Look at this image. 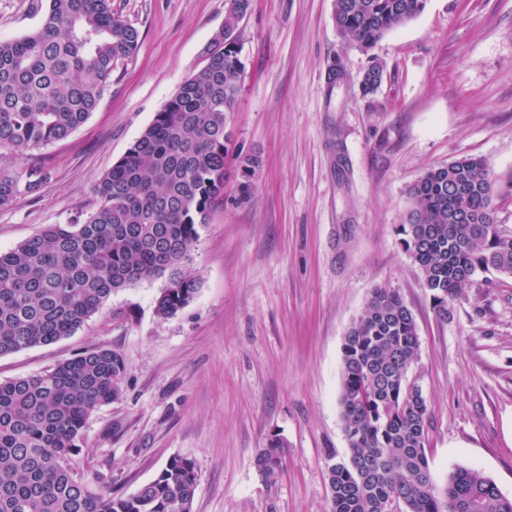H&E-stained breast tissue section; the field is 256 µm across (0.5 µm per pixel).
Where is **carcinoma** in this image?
Here are the masks:
<instances>
[{
  "mask_svg": "<svg viewBox=\"0 0 512 512\" xmlns=\"http://www.w3.org/2000/svg\"><path fill=\"white\" fill-rule=\"evenodd\" d=\"M205 64L179 87L127 152L95 181L98 205L85 219L49 224L0 253V356L47 345L83 326L115 291L167 277L158 316L186 307L198 280L183 270L212 204L224 197L225 130L244 66L238 28L250 0H231ZM426 0H334L339 33L368 49L413 19ZM41 26L0 41V149L66 139L97 109L112 71L130 58L139 32L112 0H37ZM242 194L260 159H241ZM43 167H0V208L33 193ZM494 180L465 156L426 170L408 189L401 243L419 266L440 316L478 273L512 277V234L495 222ZM419 349L403 299L376 288L343 344L341 417L347 454L329 456L328 512H512V498L482 471L455 467L437 486L427 457L429 409L409 386ZM125 361L99 348L52 370L0 382V512H192L196 463L173 457L151 481L115 497L77 478L72 455L100 406L121 394ZM269 476L282 443L256 459Z\"/></svg>",
  "mask_w": 512,
  "mask_h": 512,
  "instance_id": "cac0c4a2",
  "label": "carcinoma"
}]
</instances>
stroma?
I'll list each match as a JSON object with an SVG mask.
<instances>
[{"mask_svg": "<svg viewBox=\"0 0 512 512\" xmlns=\"http://www.w3.org/2000/svg\"><path fill=\"white\" fill-rule=\"evenodd\" d=\"M334 0H252L239 26L244 75L211 208L184 267L199 290L162 319L159 277L112 294L73 335L0 357V381L109 348L122 394L88 419L72 464L126 496L168 460H194L193 512H327L329 455L345 457L344 338L376 288L416 320L409 376L427 400L438 485L476 467L512 497V278L477 274L439 316L400 240L407 191L430 167L482 157L494 217L512 232V0H427L371 49L343 38ZM140 33L88 121L0 166L44 165L48 181L0 209V251L97 204L109 170L205 63L226 0H112ZM33 0H0V41L38 28ZM383 77L371 94L372 63ZM339 64L344 82L328 72ZM261 164L242 197L240 159ZM283 443L276 476L256 458Z\"/></svg>", "mask_w": 512, "mask_h": 512, "instance_id": "1", "label": "stroma"}]
</instances>
